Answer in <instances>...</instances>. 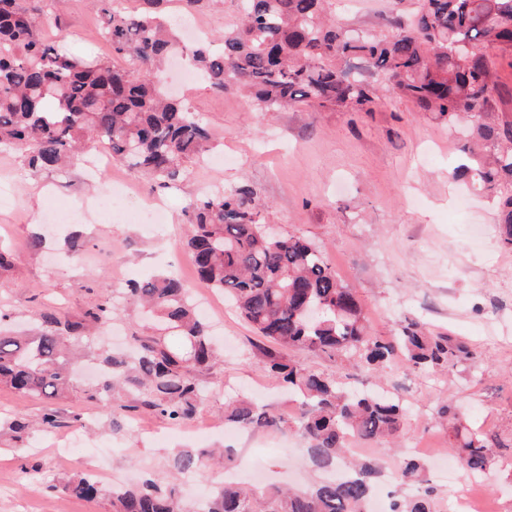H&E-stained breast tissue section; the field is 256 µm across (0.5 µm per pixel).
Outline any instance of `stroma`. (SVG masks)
Listing matches in <instances>:
<instances>
[{"label": "stroma", "mask_w": 512, "mask_h": 512, "mask_svg": "<svg viewBox=\"0 0 512 512\" xmlns=\"http://www.w3.org/2000/svg\"><path fill=\"white\" fill-rule=\"evenodd\" d=\"M34 5L44 34L85 57L109 55L94 0H34ZM330 8L340 25L382 34L386 19L410 17L417 0H331ZM195 13L202 40L209 43L236 26L238 2L200 0ZM166 85L186 98L209 128L224 166L197 163L171 188L153 185L117 161L108 175L90 176L76 164L33 181L21 154L0 148V184L15 194L14 205L0 207V247L14 256L13 267L0 277V304L13 325L36 324L45 311L87 323L97 297L167 270L193 294L208 296L186 247L191 231L186 206L212 189L249 183L266 204L268 223L315 243L337 277L356 289L373 335H392L401 321L417 319L480 352L474 373L435 375L407 370L398 361L370 377L369 387L405 396L409 410L400 447L442 448L453 460L459 446L455 431L480 427L495 435L500 446L497 464L484 477L490 491L486 508L512 512V251L496 239L492 200L448 180L449 169L462 159L459 129L389 94L371 112H252L233 88L220 91L203 81L184 87L174 76ZM114 180L165 204L167 224L156 229L117 211L108 217L92 210L93 200ZM61 204L82 211V218L55 222L50 212ZM34 231L43 237L38 249L28 245ZM209 325L221 357L205 376L196 422L223 418L225 400L240 394L294 416V398L263 367L262 338L229 302L211 305ZM88 385L75 377L68 396L58 402L60 427L45 435L32 430L31 439L45 443L35 457H21L10 433L0 432V512H45L56 504L66 512H113L112 485L137 484L147 471L166 479L167 460L182 446L178 440L157 441L155 430H167L168 422L140 410L130 415L128 431L112 432L100 403L86 400ZM446 405L457 415L442 425L435 416ZM79 432L108 446L99 464L114 478L90 502L61 490L87 472V465L80 456L59 459L52 452ZM205 445L233 448L230 469L247 486H307L316 479L301 455V441L273 429L243 431L231 440L215 436ZM35 462L43 480L23 472Z\"/></svg>", "instance_id": "35a3bbf8"}]
</instances>
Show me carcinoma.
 <instances>
[{
	"instance_id": "obj_1",
	"label": "carcinoma",
	"mask_w": 512,
	"mask_h": 512,
	"mask_svg": "<svg viewBox=\"0 0 512 512\" xmlns=\"http://www.w3.org/2000/svg\"><path fill=\"white\" fill-rule=\"evenodd\" d=\"M112 54L138 62L142 72L118 68L105 58L75 55L43 35L26 0H0V146L21 152L31 180L64 162L83 163L93 144L152 180L174 184L209 148L208 128L187 104L161 85L160 70L179 46L176 25L162 20L166 0H143L132 17L98 0ZM329 0H241L235 29L224 33L219 53L203 48L192 57L213 87H234L256 112L298 104L368 112L377 87L453 123L465 119L462 151L471 163L452 172L487 196L498 198L499 243L512 250V121L491 119L499 92L486 50L512 52V0H418L414 27L395 17L388 35L352 34L328 15ZM257 191L238 185L192 200L187 206V246L201 283L230 299L240 317L268 346L265 370L297 398L291 420L270 406L238 397L224 403V421L241 430L279 427L299 436L306 459L324 474L311 487L258 492L234 483L215 484L204 505L186 504L175 486L146 478L135 487H115V512H370L376 458L351 460L336 478L350 438L388 447L401 431L406 411L399 395L360 392L335 374L285 357L297 348L341 364L358 357L373 373L400 359L412 370L448 373L469 369L480 354L451 336L429 335L416 321L397 325L391 336L371 334L355 291L343 284L311 242L267 229ZM125 303L163 321L160 333L138 339L129 353H101V376L89 398L108 410L112 431L127 413L144 408L170 423H185L202 401L204 374L217 359L206 324L195 312L188 288L162 273L127 289ZM103 297L90 317L112 320ZM181 337L171 346L167 337ZM80 325L54 312L41 315L30 336L0 327V384L43 400L41 425L60 424L56 400L70 389ZM132 396V403L124 401ZM24 455L23 418L7 422ZM494 440L477 429L459 446L462 467L481 476L493 461ZM206 454L183 449L168 468L174 480L196 474ZM405 495H390L388 512H437L435 491L423 478L424 464L407 454L395 464ZM72 498L94 500L98 482L80 476L62 486Z\"/></svg>"
}]
</instances>
